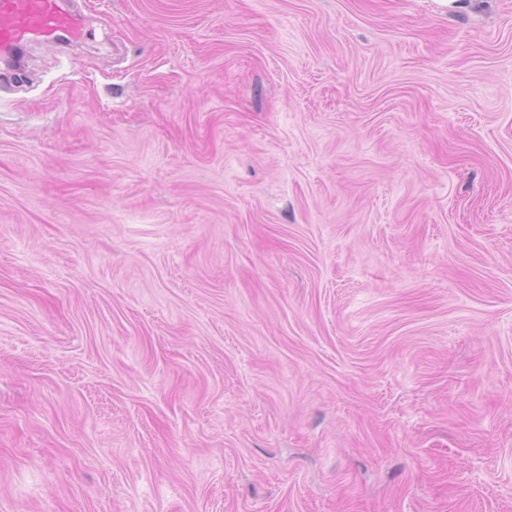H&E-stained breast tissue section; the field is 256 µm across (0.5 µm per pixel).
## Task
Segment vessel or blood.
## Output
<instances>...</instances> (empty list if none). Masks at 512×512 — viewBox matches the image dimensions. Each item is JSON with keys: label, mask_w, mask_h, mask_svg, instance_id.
Here are the masks:
<instances>
[{"label": "vessel or blood", "mask_w": 512, "mask_h": 512, "mask_svg": "<svg viewBox=\"0 0 512 512\" xmlns=\"http://www.w3.org/2000/svg\"><path fill=\"white\" fill-rule=\"evenodd\" d=\"M81 34L64 0H0V61L32 42L66 43Z\"/></svg>", "instance_id": "1"}]
</instances>
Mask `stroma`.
I'll use <instances>...</instances> for the list:
<instances>
[{
  "instance_id": "1",
  "label": "stroma",
  "mask_w": 512,
  "mask_h": 512,
  "mask_svg": "<svg viewBox=\"0 0 512 512\" xmlns=\"http://www.w3.org/2000/svg\"><path fill=\"white\" fill-rule=\"evenodd\" d=\"M0 84V512H512V0H80Z\"/></svg>"
}]
</instances>
